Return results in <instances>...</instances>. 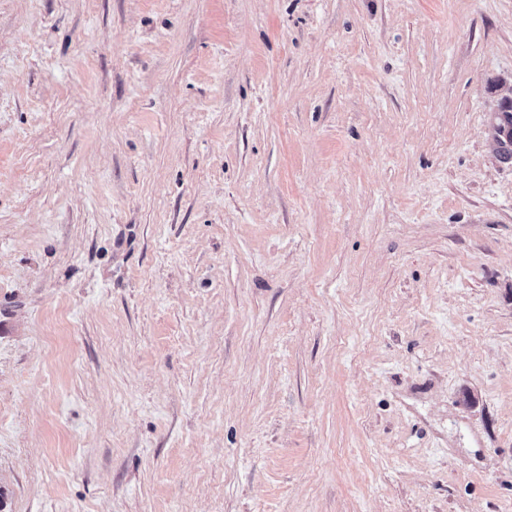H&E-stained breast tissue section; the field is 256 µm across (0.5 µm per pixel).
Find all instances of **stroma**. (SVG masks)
<instances>
[{
    "mask_svg": "<svg viewBox=\"0 0 512 512\" xmlns=\"http://www.w3.org/2000/svg\"><path fill=\"white\" fill-rule=\"evenodd\" d=\"M512 0H0V512H512Z\"/></svg>",
    "mask_w": 512,
    "mask_h": 512,
    "instance_id": "35a3bbf8",
    "label": "stroma"
}]
</instances>
